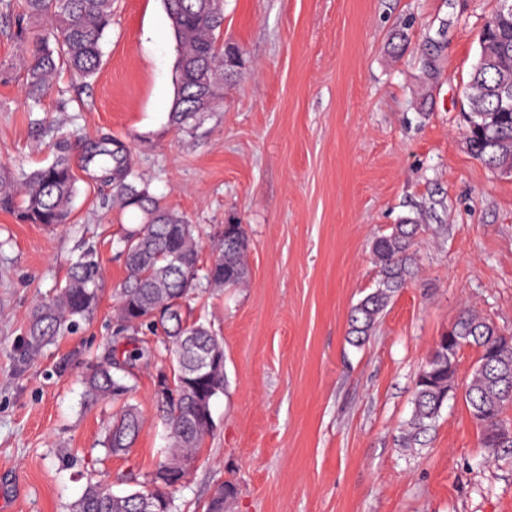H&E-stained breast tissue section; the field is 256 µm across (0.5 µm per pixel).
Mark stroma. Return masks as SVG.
I'll list each match as a JSON object with an SVG mask.
<instances>
[{"label": "stroma", "mask_w": 512, "mask_h": 512, "mask_svg": "<svg viewBox=\"0 0 512 512\" xmlns=\"http://www.w3.org/2000/svg\"><path fill=\"white\" fill-rule=\"evenodd\" d=\"M495 0H224V40L246 59L190 130L168 123L176 43L163 0H114L88 87L57 77L30 108L11 20L0 16V163L29 172L107 133L202 233V261L225 225H245L248 283L209 289L195 313L224 344V391L182 512L238 487L233 512H512V458L490 459L463 395L423 447L402 446L413 379L473 304L512 330V175L489 172L463 138L464 84ZM410 42L393 53L392 32ZM439 70L421 98L423 45ZM70 223L54 230L0 211V512H67L89 477L153 469L166 446L154 399L160 362L137 365L146 423L129 455L101 442L111 403L88 404L83 362L126 350L113 335L124 276L119 240L136 216L76 167ZM405 217L423 229L421 274L392 299L363 347L351 308L372 290L371 245ZM94 249L100 302L73 334L24 353L36 299ZM68 369H61V362Z\"/></svg>", "instance_id": "35a3bbf8"}]
</instances>
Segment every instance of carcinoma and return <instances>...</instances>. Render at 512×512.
<instances>
[{"mask_svg":"<svg viewBox=\"0 0 512 512\" xmlns=\"http://www.w3.org/2000/svg\"><path fill=\"white\" fill-rule=\"evenodd\" d=\"M14 12L12 0H0ZM173 30L177 58L175 96L168 114L177 131L193 127L224 92L237 61L224 63L223 0H163ZM17 37L21 43L25 95L41 103L52 81L67 72L83 81L100 67L102 41L112 25V0H21ZM480 54L465 86L468 111L464 113L470 154L489 171H512V110L501 111L498 88L512 79V15L494 10L480 33ZM73 144L61 138L49 164L20 178L0 164V210L23 224L51 228L68 222L77 195L78 178L71 165ZM84 168L98 169L112 184L113 201L136 214L138 224L122 238L126 276L116 296L114 335L129 337L128 359L112 357L93 365L83 378L89 403L112 399L122 403L112 418L103 447L111 456L130 453L142 429L139 407L126 401L134 390V361L155 351L137 347L147 330L163 335V349L171 357L170 394L159 408L168 431L164 459L122 494L104 480L89 481L69 512H178L173 496L181 481L166 478L185 471L197 456L215 423L212 401L224 392V345L203 323L191 318L192 303L206 288H233L247 278L249 238L241 224L224 225V244L204 276H199L200 234L196 225L167 207L135 170L130 148L103 134L87 142ZM420 222L405 217L391 232L372 244L377 268L376 286L352 308L348 339L362 345L372 335L391 299L417 271L413 251ZM98 265L89 250L70 264L55 293L36 301L26 329L27 352H36L57 337L74 333L97 307ZM462 343L478 352L476 366L458 380L457 353ZM464 392L483 447L512 457V432L504 420L512 406V332L467 310L440 336L435 349L417 372L413 411L405 444H422L448 403V384ZM237 488L220 484L206 504V512H230Z\"/></svg>","mask_w":512,"mask_h":512,"instance_id":"cac0c4a2","label":"carcinoma"}]
</instances>
